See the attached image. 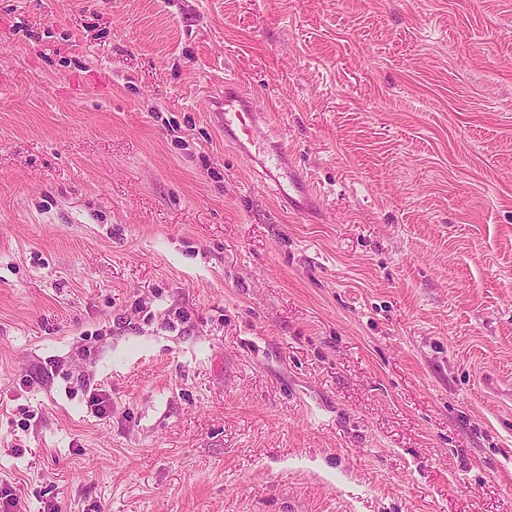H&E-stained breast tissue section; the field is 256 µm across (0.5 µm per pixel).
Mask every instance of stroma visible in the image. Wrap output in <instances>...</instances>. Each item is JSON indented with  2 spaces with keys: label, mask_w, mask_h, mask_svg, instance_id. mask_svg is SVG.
Masks as SVG:
<instances>
[{
  "label": "stroma",
  "mask_w": 512,
  "mask_h": 512,
  "mask_svg": "<svg viewBox=\"0 0 512 512\" xmlns=\"http://www.w3.org/2000/svg\"><path fill=\"white\" fill-rule=\"evenodd\" d=\"M228 79L317 218L226 144ZM489 377L512 0H0L11 512H512Z\"/></svg>",
  "instance_id": "stroma-1"
}]
</instances>
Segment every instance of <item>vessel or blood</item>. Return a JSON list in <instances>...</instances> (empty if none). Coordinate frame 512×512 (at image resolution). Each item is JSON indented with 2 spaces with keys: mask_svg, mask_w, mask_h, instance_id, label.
I'll list each match as a JSON object with an SVG mask.
<instances>
[{
  "mask_svg": "<svg viewBox=\"0 0 512 512\" xmlns=\"http://www.w3.org/2000/svg\"><path fill=\"white\" fill-rule=\"evenodd\" d=\"M209 107L220 117L225 141L241 157L258 164L262 178L287 203L289 210L300 215L308 214L318 198L303 169L290 158L287 146L270 140L261 145L254 137L255 130L266 124L260 103L239 85L228 81L224 84L223 94L211 97Z\"/></svg>",
  "mask_w": 512,
  "mask_h": 512,
  "instance_id": "vessel-or-blood-1",
  "label": "vessel or blood"
}]
</instances>
